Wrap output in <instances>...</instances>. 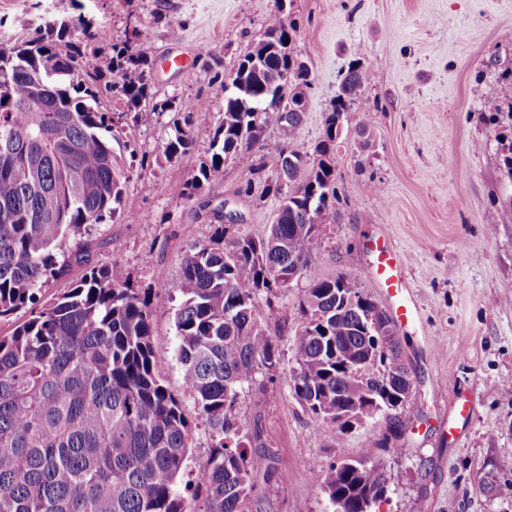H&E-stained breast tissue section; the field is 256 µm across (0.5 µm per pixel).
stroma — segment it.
I'll use <instances>...</instances> for the list:
<instances>
[{
	"mask_svg": "<svg viewBox=\"0 0 512 512\" xmlns=\"http://www.w3.org/2000/svg\"><path fill=\"white\" fill-rule=\"evenodd\" d=\"M281 13L294 25L291 47L312 85L297 142L314 148L325 133L338 85L350 63L372 73L340 119L336 210L309 248V261L287 296L276 301L269 329L281 350L274 375H258L238 400L249 431L275 456L259 482L254 512H332L312 464L338 456L384 463L388 499L380 512H512V499L482 493L478 482L512 460V124L486 120L485 103L512 107V0H0V45L30 40L47 23L89 20L95 38L85 63L138 37L153 51L148 77L154 100L202 97L207 108L133 115L112 107V150L132 172L122 206L137 215L95 225L91 264H122L135 286L152 287V342L169 389L182 398L193 431L190 470L208 459L211 432L185 397L176 361L174 313L182 258L210 243L217 216L239 221L233 235L264 237L278 205L239 190L260 157L281 139L267 130L260 148L230 158L218 182L187 200L185 184L224 118L223 82L246 47ZM217 66L206 67L201 52ZM497 67L487 70L488 60ZM195 134L191 155L168 158L175 126ZM144 167L134 166V158ZM379 185L371 193L367 184ZM386 236L409 259L407 281L421 322L400 331L413 396L400 414L401 434L387 421L330 437L293 396L291 340L302 323L299 299L320 279L358 274V288L381 291L360 272L364 240Z\"/></svg>",
	"mask_w": 512,
	"mask_h": 512,
	"instance_id": "obj_1",
	"label": "stroma"
}]
</instances>
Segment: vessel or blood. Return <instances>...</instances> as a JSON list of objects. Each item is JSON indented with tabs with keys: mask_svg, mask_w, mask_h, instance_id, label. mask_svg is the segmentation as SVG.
I'll list each match as a JSON object with an SVG mask.
<instances>
[{
	"mask_svg": "<svg viewBox=\"0 0 512 512\" xmlns=\"http://www.w3.org/2000/svg\"><path fill=\"white\" fill-rule=\"evenodd\" d=\"M366 248L373 260L365 274L380 288L391 320L399 328L415 325L417 308L405 280L407 256L397 252L382 236L368 238Z\"/></svg>",
	"mask_w": 512,
	"mask_h": 512,
	"instance_id": "vessel-or-blood-1",
	"label": "vessel or blood"
}]
</instances>
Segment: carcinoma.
I'll use <instances>...</instances> for the list:
<instances>
[{
    "mask_svg": "<svg viewBox=\"0 0 512 512\" xmlns=\"http://www.w3.org/2000/svg\"><path fill=\"white\" fill-rule=\"evenodd\" d=\"M243 53L224 119L208 156L186 184L191 200L218 180L227 159L252 150L277 128L276 175L262 179L259 199H279L269 234L193 244L182 262L175 311V357L182 384L210 428L206 466L184 482L193 434L181 400L166 386L152 343L149 292L131 287L117 263L91 268L50 299L42 290L88 262L89 229L121 211L127 169L112 156L111 113L88 80L81 46L56 25L39 38L0 48V320L30 316L0 335V512H253L255 478L273 456L251 447L238 398L259 373L280 365L267 326L273 300L308 261L336 203V139L341 115L370 71L354 62L341 81L323 140L310 150L295 141L310 72L293 53V25L278 12ZM147 45L128 39L97 57L94 73L116 77L112 94L136 112H198L194 99L153 101ZM195 143L178 129L164 147L185 157ZM292 189L283 191L284 185ZM340 274L305 289V317L292 339L293 395L327 435L384 418L401 426L413 379L386 309ZM265 295V304L258 302ZM331 503L375 512L387 500L382 464L342 457L313 466ZM511 486L481 484L501 496Z\"/></svg>",
    "mask_w": 512,
    "mask_h": 512,
    "instance_id": "1",
    "label": "carcinoma"
}]
</instances>
